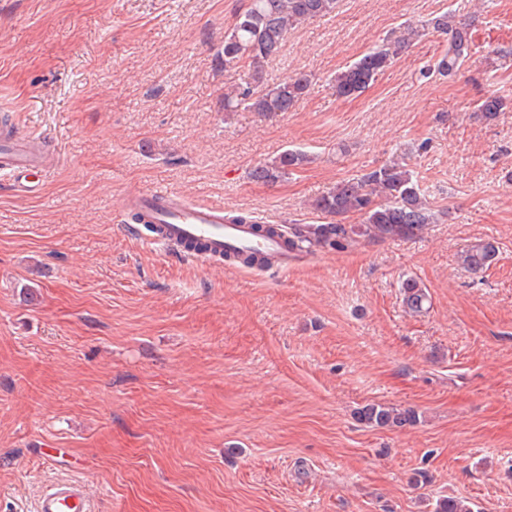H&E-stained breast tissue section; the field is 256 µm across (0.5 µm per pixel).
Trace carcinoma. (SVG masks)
Returning a JSON list of instances; mask_svg holds the SVG:
<instances>
[{"label":"carcinoma","instance_id":"cac0c4a2","mask_svg":"<svg viewBox=\"0 0 512 512\" xmlns=\"http://www.w3.org/2000/svg\"><path fill=\"white\" fill-rule=\"evenodd\" d=\"M338 0H249L236 16L233 26L224 33L221 63L224 72L235 74L248 70L247 81L233 84L224 92V111L244 107L253 112L275 115L289 112L305 96L310 79L297 73L276 85L265 83L261 62L276 57L282 50L288 31L332 14ZM433 30L448 36V51L440 56L437 70L452 74L467 59L470 40L465 26L455 24L442 14L430 20ZM419 36V31L406 29L401 35L364 53L358 60L336 74L335 91L340 98L357 96ZM506 102L487 96L478 110L487 120L505 111ZM310 161L309 155L287 149L270 162L256 165L252 176L262 183H276L289 172ZM314 208L332 216L358 214L359 224H292L288 226V247L313 253L320 249H344L359 240H409L417 237L428 224L435 223L414 172L403 161L393 160L364 176L341 181L318 197ZM497 248L490 241L473 245L461 255L465 268L480 272L495 260ZM404 302L409 312L423 309L426 293L419 283L408 278L402 283ZM358 418L374 427H402L418 421L411 408L389 405H366L357 411ZM475 504L465 498L442 497L433 512H476Z\"/></svg>","mask_w":512,"mask_h":512}]
</instances>
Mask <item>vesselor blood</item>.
<instances>
[{"mask_svg":"<svg viewBox=\"0 0 512 512\" xmlns=\"http://www.w3.org/2000/svg\"><path fill=\"white\" fill-rule=\"evenodd\" d=\"M39 142V135L24 132L19 124L0 122V179L30 196L40 193L59 162L58 155L44 152ZM119 210L128 220L125 233L136 237L140 225L150 226L148 245L177 250L184 258H250L254 270L263 272L286 269L296 260L288 249L287 233L264 231L261 217L250 224L227 222L220 204L154 188L128 191L119 200ZM34 512H90V504L82 485H58L40 497Z\"/></svg>","mask_w":512,"mask_h":512,"instance_id":"obj_1","label":"vessel or blood"}]
</instances>
